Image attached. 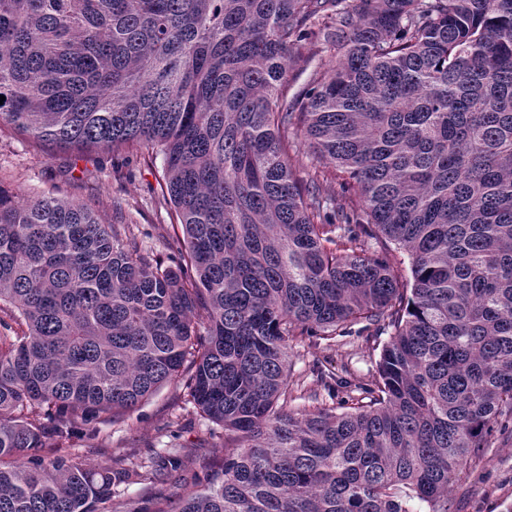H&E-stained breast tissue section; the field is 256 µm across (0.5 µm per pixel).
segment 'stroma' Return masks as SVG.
Wrapping results in <instances>:
<instances>
[{
    "mask_svg": "<svg viewBox=\"0 0 512 512\" xmlns=\"http://www.w3.org/2000/svg\"><path fill=\"white\" fill-rule=\"evenodd\" d=\"M162 175V160L151 162L136 152L64 151L0 130V184L29 198L51 195L88 203L101 223L115 225L120 244L136 243L161 268L176 269L183 264L182 230ZM388 339V333L358 322L334 340L292 345L288 382L314 389L317 369L344 366L352 385L370 383ZM95 427L96 437L72 438L66 455L95 462L104 454L145 458L179 448L183 466L169 476L171 488L224 457L223 428L200 417L171 383L133 411L96 421ZM449 498L451 512H512V425L494 432L482 460L458 473Z\"/></svg>",
    "mask_w": 512,
    "mask_h": 512,
    "instance_id": "35a3bbf8",
    "label": "stroma"
}]
</instances>
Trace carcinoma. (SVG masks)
Segmentation results:
<instances>
[{
	"instance_id": "1",
	"label": "carcinoma",
	"mask_w": 512,
	"mask_h": 512,
	"mask_svg": "<svg viewBox=\"0 0 512 512\" xmlns=\"http://www.w3.org/2000/svg\"><path fill=\"white\" fill-rule=\"evenodd\" d=\"M321 39L336 65L288 96ZM0 128L162 155L186 267L0 184V512H448L512 420V0H0ZM341 174L332 198L297 175ZM380 234L411 257L409 285ZM389 333L349 410H286L290 343ZM224 459L49 458L161 386ZM155 489L125 507L119 487Z\"/></svg>"
}]
</instances>
